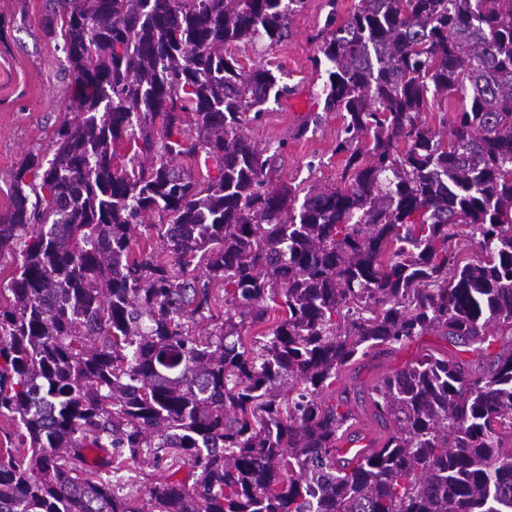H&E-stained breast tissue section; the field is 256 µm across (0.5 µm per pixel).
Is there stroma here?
<instances>
[{"mask_svg": "<svg viewBox=\"0 0 512 512\" xmlns=\"http://www.w3.org/2000/svg\"><path fill=\"white\" fill-rule=\"evenodd\" d=\"M358 2L305 0L304 8L292 15L283 41L272 44L259 37L229 48L243 68L281 70L283 83L291 89L280 102L265 104L262 119L243 130L271 157V186L330 187L340 179L345 157L335 148L343 119L324 111L321 91L327 73L315 70L312 59L329 21H343ZM52 13V0H0V213L11 202L13 172L28 155H51L54 133L74 109L63 41L44 31ZM302 124L308 131L300 137L296 130ZM510 346L512 336L495 337L486 349L444 336H420L343 369L326 396L352 412L356 430L366 439H376L382 426L371 406L370 389L380 379L429 352L448 354L471 372L487 371L494 356Z\"/></svg>", "mask_w": 512, "mask_h": 512, "instance_id": "obj_1", "label": "stroma"}]
</instances>
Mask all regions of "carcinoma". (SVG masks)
<instances>
[{
	"label": "carcinoma",
	"instance_id": "obj_1",
	"mask_svg": "<svg viewBox=\"0 0 512 512\" xmlns=\"http://www.w3.org/2000/svg\"><path fill=\"white\" fill-rule=\"evenodd\" d=\"M70 2L76 112L0 214V254L23 244L0 415L24 448L0 453V512H512V348L483 374L430 352L382 378L388 435L357 458L324 397L374 350L512 335V0H359L313 60L343 171L298 207L242 133L288 87L226 48L281 42L304 0ZM431 94L461 102L446 141ZM198 157L217 175L175 165ZM465 228L484 259L461 257ZM149 455L193 483L135 504L120 461ZM430 99V96H429ZM453 108L448 111V102L430 99L426 112L422 113V120L440 135L448 134V123Z\"/></svg>",
	"mask_w": 512,
	"mask_h": 512
}]
</instances>
